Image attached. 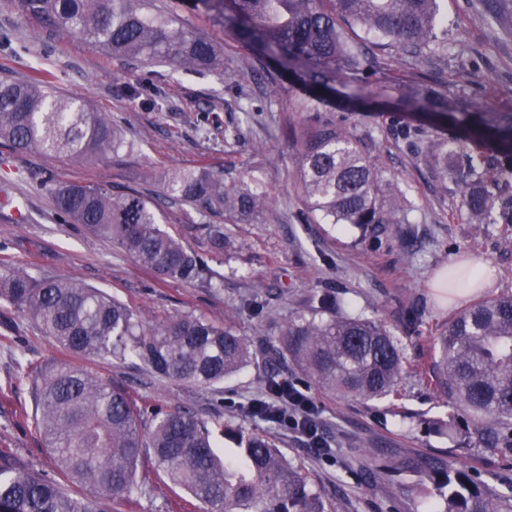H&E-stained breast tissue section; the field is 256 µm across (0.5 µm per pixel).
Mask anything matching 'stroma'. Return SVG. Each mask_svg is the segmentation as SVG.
<instances>
[{
  "instance_id": "stroma-1",
  "label": "stroma",
  "mask_w": 512,
  "mask_h": 512,
  "mask_svg": "<svg viewBox=\"0 0 512 512\" xmlns=\"http://www.w3.org/2000/svg\"><path fill=\"white\" fill-rule=\"evenodd\" d=\"M185 25L209 34L221 63L201 75L171 74L163 65L144 66L95 49L82 38L45 27L19 0H0V77L50 75L62 96L109 113L124 127L134 149L95 164L13 151L0 141V182L23 203L26 223L0 211V265L26 266L32 275L75 279L137 306L147 320L183 312L216 322L232 314L240 334L255 344L274 341L315 289H333L347 312L386 322L404 357L398 400L362 405L324 393L292 367L279 370L315 404L330 442V455L310 452L307 440L288 429L247 415L266 396L264 366H250L225 379L220 390L162 380L134 361L93 360L103 380L123 386L141 406L187 409L274 439L281 452L305 472L332 512H426L430 498L411 472L385 469L383 449L437 455L448 452L469 469L512 481V467L488 448H462L438 434L432 420L452 408L430 377L434 338L463 309L488 295L512 292V232L502 225L478 227L455 190L445 188L427 164L397 139L387 117L377 113L303 110L300 93L272 70H263L211 15L192 0H176ZM448 52L411 69L416 80L451 90L479 108L512 111V30L505 32L472 0H443ZM168 94L157 111L143 96L154 86ZM336 119L374 164L384 189L405 198V223L377 236L347 225L308 220L300 164L316 119ZM226 181L257 178L267 204L256 218L236 224L222 214L162 205L161 226L183 245L207 253L205 225L220 224L233 245L212 261L224 285L163 282L112 244L73 224L45 189L46 180L94 184L112 192L128 189L156 199L164 171L200 166ZM482 262L493 268L486 288L452 301L436 278L449 264ZM265 292L262 312L247 307L249 295ZM69 356L50 342L27 316L0 303V448L24 463L52 469L39 433L26 416L34 401L21 373L24 364H54ZM141 472L149 491L117 501L112 512H206L204 504L172 487L151 463Z\"/></svg>"
}]
</instances>
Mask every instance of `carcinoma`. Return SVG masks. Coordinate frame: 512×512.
Returning a JSON list of instances; mask_svg holds the SVG:
<instances>
[{
	"label": "carcinoma",
	"instance_id": "1",
	"mask_svg": "<svg viewBox=\"0 0 512 512\" xmlns=\"http://www.w3.org/2000/svg\"><path fill=\"white\" fill-rule=\"evenodd\" d=\"M441 0H194L240 46L273 64L289 84L302 88L303 109L333 106L347 112H381L410 147L426 144L425 162L451 179L475 224L512 226V182L499 159L512 164V112L473 111L471 103L391 72L369 47L397 51L418 66L444 54L439 34ZM32 17L78 35L113 56L164 63L172 73H203L218 52L205 34L185 26L169 4L155 0H21ZM360 29L364 36L352 37ZM389 84L399 96L385 103L374 87ZM423 115L440 130L451 126L467 145L429 134L405 121ZM0 140L14 150L93 163L133 145L105 112L55 94L41 70L18 80L0 78ZM303 183L310 213L328 224H357L372 235L404 222L405 201L384 199L377 171L332 120H319L306 145ZM164 200L202 212L250 220L265 207L260 185L228 184L202 167L164 176ZM56 208L131 255L160 280L224 285V276L159 225V203L136 190L112 193L88 184L53 183ZM211 247L224 252V226L205 225ZM473 273L451 269L455 291ZM34 320L53 344L74 356L104 361L138 360L153 375L214 387L264 356L226 321L194 313L147 321L134 306L85 284L35 277L21 266L0 268V302ZM432 381L466 418L433 421L439 433L461 432L472 448H492L512 461V293L464 309L436 336ZM273 351L321 390L359 403L398 396L404 361L385 322L336 309V295L316 291L305 310L288 320ZM23 375L34 399L30 420L48 448L54 469L17 464L0 451V512H112L116 498L143 492L136 479L148 455L173 486L207 505L209 512H330L301 468L275 444L243 427L221 428L233 448L217 445L213 426L189 410L151 412L127 392L70 364L34 366ZM311 448L327 455L315 417L306 419ZM388 468L416 472L420 486L434 484L429 512H512V483L493 485L481 474L437 456L414 462L393 455ZM71 484H88L82 498Z\"/></svg>",
	"mask_w": 512,
	"mask_h": 512
}]
</instances>
